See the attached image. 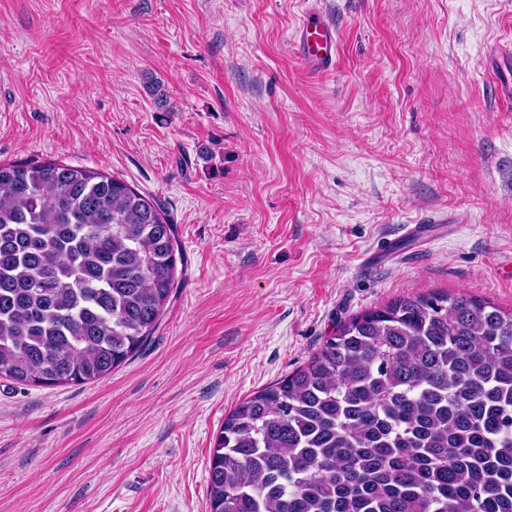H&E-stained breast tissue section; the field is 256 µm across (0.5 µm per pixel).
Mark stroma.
I'll list each match as a JSON object with an SVG mask.
<instances>
[{"instance_id": "1", "label": "stroma", "mask_w": 512, "mask_h": 512, "mask_svg": "<svg viewBox=\"0 0 512 512\" xmlns=\"http://www.w3.org/2000/svg\"><path fill=\"white\" fill-rule=\"evenodd\" d=\"M313 9L340 34L319 76L292 45ZM501 44L512 0H0V163L157 195L184 256L107 377L0 378V512H206L225 415L341 321L431 290L511 309ZM431 210L462 221L415 250L402 227ZM386 240L398 259L364 266Z\"/></svg>"}]
</instances>
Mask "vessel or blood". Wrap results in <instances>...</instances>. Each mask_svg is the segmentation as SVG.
I'll use <instances>...</instances> for the list:
<instances>
[{"instance_id":"vessel-or-blood-1","label":"vessel or blood","mask_w":512,"mask_h":512,"mask_svg":"<svg viewBox=\"0 0 512 512\" xmlns=\"http://www.w3.org/2000/svg\"><path fill=\"white\" fill-rule=\"evenodd\" d=\"M294 49L313 72L333 69L339 51V34L335 22L320 12L307 14L296 31ZM457 221L455 215L433 213L418 223L405 225L403 231L407 238L421 247L429 242L432 225L454 224Z\"/></svg>"}]
</instances>
